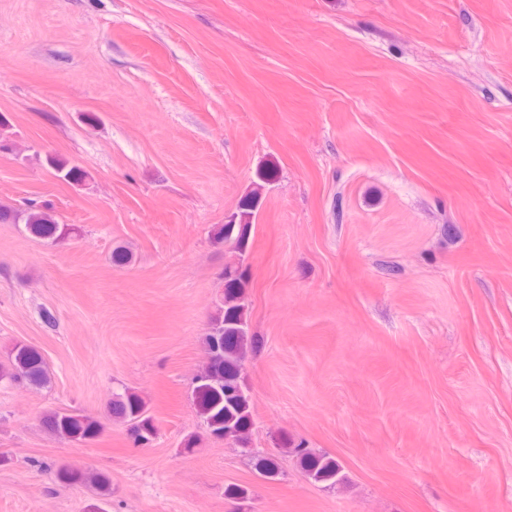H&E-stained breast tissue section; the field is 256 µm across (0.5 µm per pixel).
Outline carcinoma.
<instances>
[{
  "label": "carcinoma",
  "mask_w": 512,
  "mask_h": 512,
  "mask_svg": "<svg viewBox=\"0 0 512 512\" xmlns=\"http://www.w3.org/2000/svg\"><path fill=\"white\" fill-rule=\"evenodd\" d=\"M56 176L70 183H78L84 172L67 160L56 156L47 158ZM258 194L243 202L238 222L226 224L216 233L218 241L229 247L236 262L224 265V290L217 313L211 317L204 339L207 361L195 377L192 399L206 430L219 431L224 437L251 452L252 428L251 399L243 371L248 351V303L246 288L249 285L247 269L239 264L248 249L253 227L254 201ZM1 224H23L32 236L53 243L64 241L76 233V228L60 224L50 208L31 203L26 209L0 207ZM41 386L49 382L48 372L41 353L28 345L13 350L9 366H0V380ZM111 417L129 424L136 420L139 426L130 429V436L137 446L150 439L155 432L153 419L148 414L146 402L129 390L112 396L109 403ZM48 432L74 442L93 441L102 433L101 424L91 416L78 412H49L42 417ZM293 452L299 459L303 473L316 483L335 484L341 480L342 466L338 460L317 453L298 444ZM57 478L68 483L90 484L98 494H110L109 478L100 472L71 470L61 467Z\"/></svg>",
  "instance_id": "obj_1"
}]
</instances>
